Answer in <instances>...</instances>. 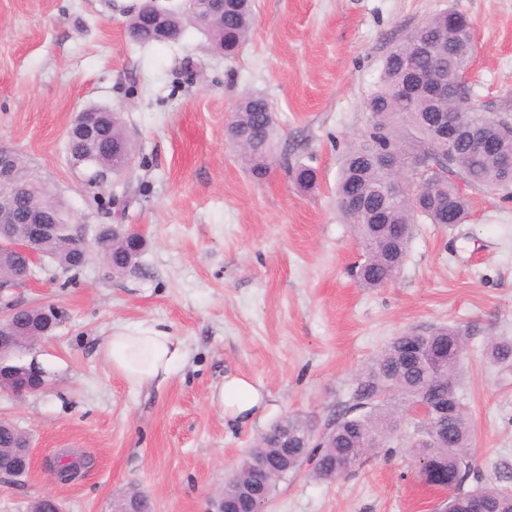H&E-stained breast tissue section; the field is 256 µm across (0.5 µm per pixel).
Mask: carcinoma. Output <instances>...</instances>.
Wrapping results in <instances>:
<instances>
[{"instance_id":"cac0c4a2","label":"carcinoma","mask_w":512,"mask_h":512,"mask_svg":"<svg viewBox=\"0 0 512 512\" xmlns=\"http://www.w3.org/2000/svg\"><path fill=\"white\" fill-rule=\"evenodd\" d=\"M196 5L194 0L182 12H166L174 36L182 33L185 24L194 23ZM253 24L252 0H226L223 19L204 32L214 50L231 58L248 40ZM127 29L142 46L168 40L142 7L130 16ZM472 52L471 20L461 11L448 10L418 23L385 57L376 88L366 102L372 130L367 139L346 153L337 186L339 207L363 249V261L355 276L364 288H379L397 275L418 219L443 225L465 221L469 201L444 173L488 191L512 183V121L508 117L489 123L481 120L480 108L460 111L465 88H451L443 98L430 97L422 90L409 99L402 94L404 86H418L436 66L468 68ZM442 115L459 125H481V137L491 148L478 152L469 141L460 140L450 156L435 150L432 126ZM102 122L105 146L116 149L127 141L120 113L111 110ZM231 123L243 136L240 154L251 175L257 180L265 178L278 140L270 104L260 96L247 97L237 105ZM388 153L410 161L427 159L437 167L425 176L417 201L393 199L385 192L390 174L381 166L380 155ZM356 200L365 201L364 209L353 207ZM0 211L14 220L12 224H0V232L20 228L25 214L23 200L2 187ZM97 244L107 259V269L115 276L134 269L133 257L141 256L145 248L141 239L124 230L106 231ZM86 248L79 240L65 238L45 245L42 253L56 264L67 263L77 270L85 265ZM487 354L493 362L511 366L512 340L492 342ZM463 355L462 336L451 326L396 337L358 375L336 421L319 437H314L307 424L295 416H286L272 425L225 481V501L242 510L263 512L277 485L305 464L311 465V473L319 480L342 479L369 452L387 447L396 436L400 417L394 401L406 405L426 399L445 406L449 414L414 422L409 448L421 474L451 491L448 506L453 512H468L473 494L483 499L486 512H512V492L491 483L464 489L474 467L465 452L471 423L458 392ZM27 441L29 438L14 424L0 421V471L12 469L13 449ZM258 454L271 460V465L260 477L261 494L247 499L243 487L252 482L251 462Z\"/></svg>"}]
</instances>
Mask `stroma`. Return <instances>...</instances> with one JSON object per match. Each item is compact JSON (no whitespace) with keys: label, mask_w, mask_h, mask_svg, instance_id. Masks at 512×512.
<instances>
[{"label":"stroma","mask_w":512,"mask_h":512,"mask_svg":"<svg viewBox=\"0 0 512 512\" xmlns=\"http://www.w3.org/2000/svg\"><path fill=\"white\" fill-rule=\"evenodd\" d=\"M142 0H0V146L15 151L75 214L86 237L127 224L147 240L139 267L115 277L98 259L79 272L44 260L17 294L66 317L23 355L41 390H0V418L29 436L34 468L0 476V512L57 498L63 512H113L130 488L154 512H203L224 478L277 420L313 433L336 419L355 375L396 337L438 326L465 339L459 392L470 418L468 486L512 490V371L487 356L512 339V186L466 188L470 218L417 224L397 277L361 287L363 251L337 205L341 160L369 130L366 101L383 60L420 21L469 16L470 87L483 109L512 116V0H253L248 41L231 58L208 37L133 43L126 20ZM266 98L277 159L255 180L224 135L238 101ZM120 112L132 168L90 182L66 154L74 112ZM315 170L297 185L295 166ZM120 207H113V200ZM162 322L189 358L166 382L133 389L98 354L113 325ZM265 395L253 422H226L211 399L225 375ZM412 421L337 482L300 469L267 512H435L441 493L415 466ZM90 464L69 483L50 466Z\"/></svg>","instance_id":"35a3bbf8"}]
</instances>
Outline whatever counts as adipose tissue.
Instances as JSON below:
<instances>
[{"label": "adipose tissue", "mask_w": 512, "mask_h": 512, "mask_svg": "<svg viewBox=\"0 0 512 512\" xmlns=\"http://www.w3.org/2000/svg\"><path fill=\"white\" fill-rule=\"evenodd\" d=\"M100 353L113 375L133 389L168 379L188 358L182 341L157 323L134 328L113 327ZM212 400L225 418L243 425L251 422L263 401V394L250 380L232 376L225 379Z\"/></svg>", "instance_id": "ef3b65f1"}]
</instances>
